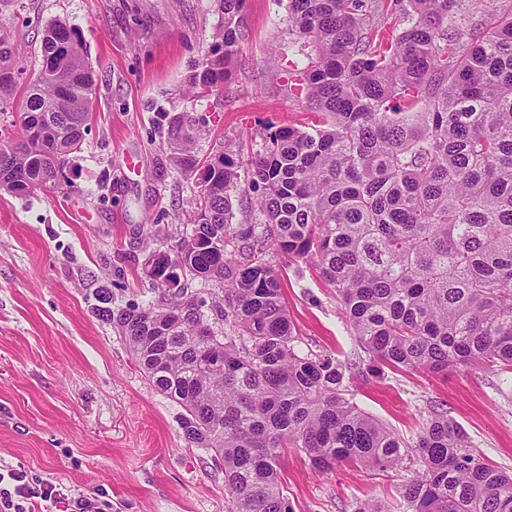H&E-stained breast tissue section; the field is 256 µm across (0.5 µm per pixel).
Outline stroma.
I'll return each mask as SVG.
<instances>
[{
    "instance_id": "1",
    "label": "stroma",
    "mask_w": 512,
    "mask_h": 512,
    "mask_svg": "<svg viewBox=\"0 0 512 512\" xmlns=\"http://www.w3.org/2000/svg\"><path fill=\"white\" fill-rule=\"evenodd\" d=\"M241 18L229 79L201 89L189 80L221 26L215 0H0V35L24 71L40 64L43 28L61 21L81 36L96 75L64 184L22 198L0 189V467L108 501L112 512H226L224 475L187 446L181 406L153 390L97 308L103 291L116 309L157 299L145 259L179 242L206 160L249 158L264 128L309 120L293 83L312 48L290 34L288 0H245ZM176 115L195 137L189 176L167 145ZM267 258L301 348L334 361L358 351L316 268ZM352 390L362 411L409 444L444 405L477 454L512 471V370H388L353 378ZM421 473L413 453L394 470L341 463L318 472L291 450L280 468L293 512H355L367 500L402 512L404 489Z\"/></svg>"
}]
</instances>
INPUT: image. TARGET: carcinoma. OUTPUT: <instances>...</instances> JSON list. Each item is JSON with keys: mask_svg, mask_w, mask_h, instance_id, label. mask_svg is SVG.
I'll return each mask as SVG.
<instances>
[{"mask_svg": "<svg viewBox=\"0 0 512 512\" xmlns=\"http://www.w3.org/2000/svg\"><path fill=\"white\" fill-rule=\"evenodd\" d=\"M222 27L193 85L217 87L238 51L245 0H217ZM457 0H289L288 26L314 47L295 79L313 120L266 130L249 160L260 221L233 222L239 162L207 164L193 223L146 272L158 299L98 314L115 325L149 384L184 410L183 438L224 473L227 512H291L280 462L292 448L325 471L354 460L392 469L406 443L352 401L351 375L405 368L446 375L512 367V10L480 34L448 26ZM400 13L408 26L378 36ZM14 141L0 135V188L16 196L58 187V171L90 120L95 72L77 33L43 29ZM0 38V93L17 84ZM181 170L194 139L172 118ZM274 247L312 263L336 290L368 363L297 348ZM224 285L190 294L164 270ZM213 310L233 328L209 323ZM424 469L404 512H512V475L477 454L434 407L414 442Z\"/></svg>", "mask_w": 512, "mask_h": 512, "instance_id": "cac0c4a2", "label": "carcinoma"}]
</instances>
